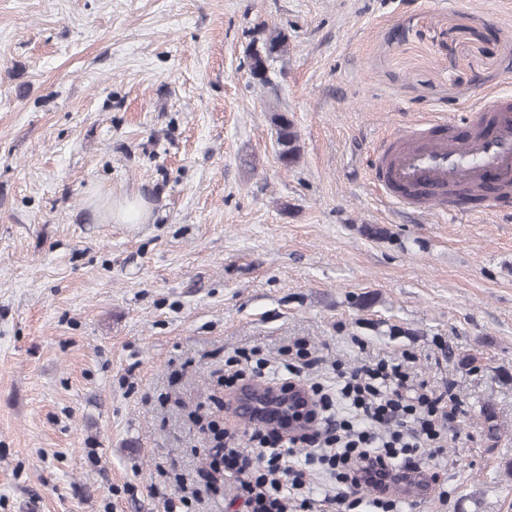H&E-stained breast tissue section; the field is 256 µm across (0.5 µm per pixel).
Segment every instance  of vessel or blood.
<instances>
[{"mask_svg":"<svg viewBox=\"0 0 512 512\" xmlns=\"http://www.w3.org/2000/svg\"><path fill=\"white\" fill-rule=\"evenodd\" d=\"M465 139H457L447 119L436 116L398 133L378 157L381 191L401 203L421 198L426 209L447 214L448 193L477 184L488 171L512 181V96L487 93L472 110ZM386 490L406 500L422 496L411 474L391 477Z\"/></svg>","mask_w":512,"mask_h":512,"instance_id":"b4317fda","label":"vessel or blood"}]
</instances>
